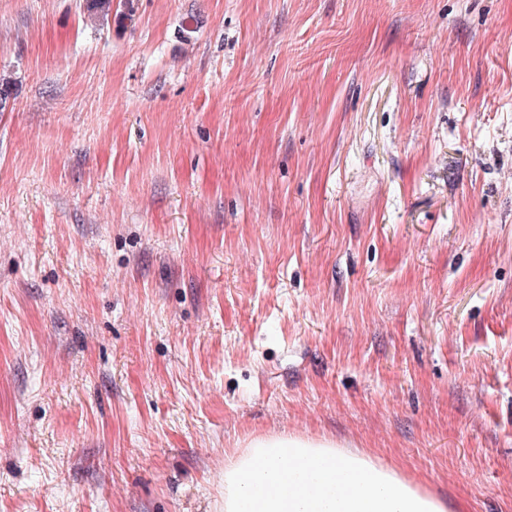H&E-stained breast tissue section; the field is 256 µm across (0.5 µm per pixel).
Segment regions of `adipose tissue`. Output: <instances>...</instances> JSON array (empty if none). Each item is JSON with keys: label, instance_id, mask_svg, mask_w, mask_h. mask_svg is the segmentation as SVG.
Segmentation results:
<instances>
[{"label": "adipose tissue", "instance_id": "ef3b65f1", "mask_svg": "<svg viewBox=\"0 0 512 512\" xmlns=\"http://www.w3.org/2000/svg\"><path fill=\"white\" fill-rule=\"evenodd\" d=\"M446 498L357 448L257 435L224 459V512H448Z\"/></svg>", "mask_w": 512, "mask_h": 512}]
</instances>
